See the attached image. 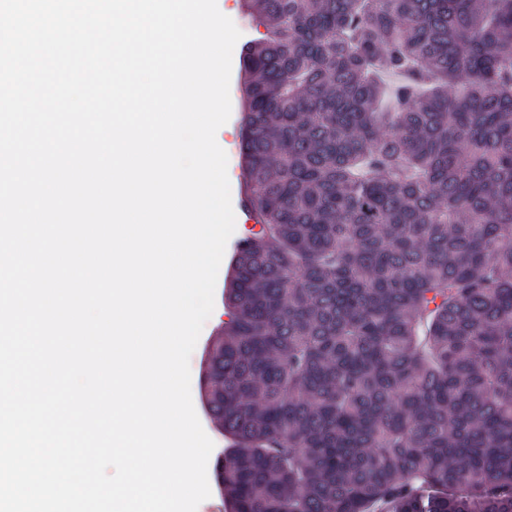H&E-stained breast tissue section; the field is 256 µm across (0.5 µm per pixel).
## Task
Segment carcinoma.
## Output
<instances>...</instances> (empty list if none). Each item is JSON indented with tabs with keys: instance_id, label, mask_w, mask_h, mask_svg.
<instances>
[{
	"instance_id": "cac0c4a2",
	"label": "carcinoma",
	"mask_w": 512,
	"mask_h": 512,
	"mask_svg": "<svg viewBox=\"0 0 512 512\" xmlns=\"http://www.w3.org/2000/svg\"><path fill=\"white\" fill-rule=\"evenodd\" d=\"M241 8L224 512H512V0Z\"/></svg>"
}]
</instances>
